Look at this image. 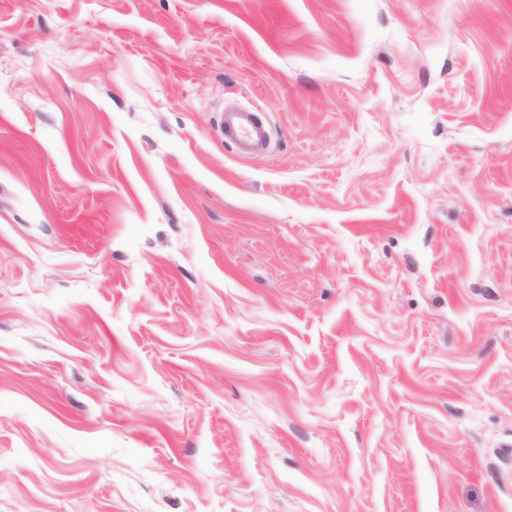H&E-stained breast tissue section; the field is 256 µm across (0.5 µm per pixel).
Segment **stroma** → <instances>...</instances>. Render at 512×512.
<instances>
[{
    "instance_id": "stroma-1",
    "label": "stroma",
    "mask_w": 512,
    "mask_h": 512,
    "mask_svg": "<svg viewBox=\"0 0 512 512\" xmlns=\"http://www.w3.org/2000/svg\"><path fill=\"white\" fill-rule=\"evenodd\" d=\"M0 512H512V0H0ZM267 136L266 127L254 112H224V138L245 153Z\"/></svg>"
}]
</instances>
